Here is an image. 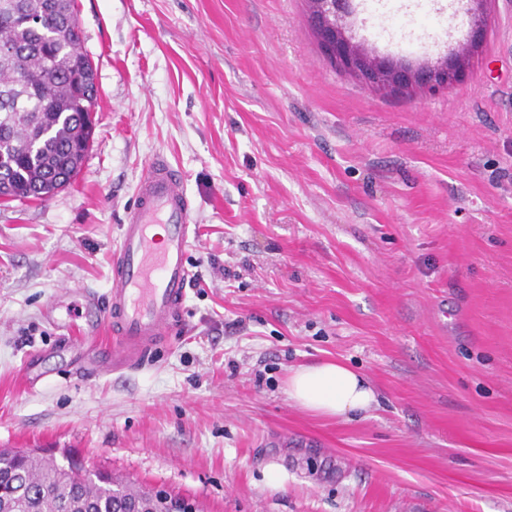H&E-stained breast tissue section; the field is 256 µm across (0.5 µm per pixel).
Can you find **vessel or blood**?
Listing matches in <instances>:
<instances>
[{"mask_svg":"<svg viewBox=\"0 0 512 512\" xmlns=\"http://www.w3.org/2000/svg\"><path fill=\"white\" fill-rule=\"evenodd\" d=\"M158 226L164 231L159 239L153 234ZM195 238L182 177L166 159L153 158L121 226L112 291L104 299L84 291L85 326L69 346L99 345L103 362L116 369L148 363L157 340L183 319L192 278L187 255Z\"/></svg>","mask_w":512,"mask_h":512,"instance_id":"vessel-or-blood-1","label":"vessel or blood"}]
</instances>
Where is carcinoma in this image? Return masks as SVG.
<instances>
[{
	"label": "carcinoma",
	"instance_id": "obj_1",
	"mask_svg": "<svg viewBox=\"0 0 512 512\" xmlns=\"http://www.w3.org/2000/svg\"><path fill=\"white\" fill-rule=\"evenodd\" d=\"M0 199L44 200L81 167L94 132L96 75L76 0H0ZM0 512H162L156 488L80 478L53 457L0 451Z\"/></svg>",
	"mask_w": 512,
	"mask_h": 512
}]
</instances>
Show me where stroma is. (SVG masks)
Here are the masks:
<instances>
[{
    "mask_svg": "<svg viewBox=\"0 0 512 512\" xmlns=\"http://www.w3.org/2000/svg\"><path fill=\"white\" fill-rule=\"evenodd\" d=\"M381 53L462 42L454 0H356ZM99 88L70 184L0 201V448H40L201 512H512V0L465 81L373 91L306 0H77ZM196 224L177 334L144 368L60 351L148 163ZM67 297H59L60 289ZM33 357L44 380L27 384ZM367 375L369 412L296 407L292 367Z\"/></svg>",
    "mask_w": 512,
    "mask_h": 512,
    "instance_id": "obj_1",
    "label": "stroma"
}]
</instances>
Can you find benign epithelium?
I'll use <instances>...</instances> for the list:
<instances>
[{
	"label": "benign epithelium",
	"mask_w": 512,
	"mask_h": 512,
	"mask_svg": "<svg viewBox=\"0 0 512 512\" xmlns=\"http://www.w3.org/2000/svg\"><path fill=\"white\" fill-rule=\"evenodd\" d=\"M488 0H468L465 43L431 60L381 56L365 45L354 24L353 0H311L310 22L329 60L339 71L372 89L397 94L435 93L464 81L471 58L483 44Z\"/></svg>",
	"instance_id": "benign-epithelium-1"
}]
</instances>
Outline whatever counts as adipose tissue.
I'll return each instance as SVG.
<instances>
[{
  "label": "adipose tissue",
  "instance_id": "obj_1",
  "mask_svg": "<svg viewBox=\"0 0 512 512\" xmlns=\"http://www.w3.org/2000/svg\"><path fill=\"white\" fill-rule=\"evenodd\" d=\"M286 386L295 406L325 417L363 413L376 401L367 378L338 361L320 360L291 368Z\"/></svg>",
  "mask_w": 512,
  "mask_h": 512
}]
</instances>
